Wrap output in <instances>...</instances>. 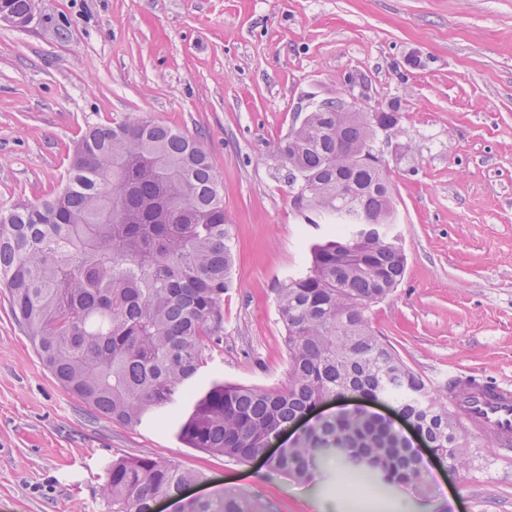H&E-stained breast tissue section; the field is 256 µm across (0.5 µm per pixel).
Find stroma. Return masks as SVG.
Instances as JSON below:
<instances>
[{
    "label": "stroma",
    "mask_w": 512,
    "mask_h": 512,
    "mask_svg": "<svg viewBox=\"0 0 512 512\" xmlns=\"http://www.w3.org/2000/svg\"><path fill=\"white\" fill-rule=\"evenodd\" d=\"M396 103L377 149L407 257L370 320L429 387L477 373L512 382V0H36L0 23V210L60 186L81 134L143 117L179 128L213 159L236 265L224 335L197 378L288 379L276 290L310 265L326 225L305 223L277 145L316 101ZM462 469L427 492L378 485L324 458L301 484L186 447L173 426L130 428L44 367L0 286V512H108L113 457L150 454L200 472L187 499L233 491L271 512H512V458L464 431Z\"/></svg>",
    "instance_id": "obj_1"
}]
</instances>
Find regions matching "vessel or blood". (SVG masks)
Here are the masks:
<instances>
[{"label":"vessel or blood","mask_w":512,"mask_h":512,"mask_svg":"<svg viewBox=\"0 0 512 512\" xmlns=\"http://www.w3.org/2000/svg\"><path fill=\"white\" fill-rule=\"evenodd\" d=\"M468 386L472 398L458 407L463 428L479 435H494L502 455L512 454V384H490L470 375L460 378Z\"/></svg>","instance_id":"1"}]
</instances>
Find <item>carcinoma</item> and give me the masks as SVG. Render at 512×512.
Returning a JSON list of instances; mask_svg holds the SVG:
<instances>
[{
	"instance_id": "obj_1",
	"label": "carcinoma",
	"mask_w": 512,
	"mask_h": 512,
	"mask_svg": "<svg viewBox=\"0 0 512 512\" xmlns=\"http://www.w3.org/2000/svg\"><path fill=\"white\" fill-rule=\"evenodd\" d=\"M30 20L35 0H0ZM323 100L278 144L308 224L334 229L310 247L309 269L285 281L276 304L285 327L288 381L262 389L193 384L224 333V292L234 263L229 217L210 156L168 125L130 119L88 127L65 184L0 215V283L14 319L58 382L128 427L177 419V437L239 463L324 401L361 394L393 402L442 459L469 454L454 411L373 329L369 311L400 284L406 258L390 234L395 203L385 170L348 150L374 147L378 129ZM334 455L390 485L424 483L419 460L382 420L343 414L270 457V469L304 483ZM203 475L151 455L112 459L103 495L111 512H154ZM270 512L262 498L226 494L214 509Z\"/></svg>"
}]
</instances>
